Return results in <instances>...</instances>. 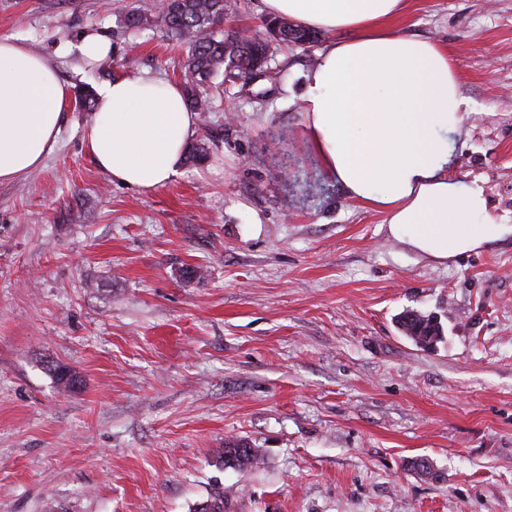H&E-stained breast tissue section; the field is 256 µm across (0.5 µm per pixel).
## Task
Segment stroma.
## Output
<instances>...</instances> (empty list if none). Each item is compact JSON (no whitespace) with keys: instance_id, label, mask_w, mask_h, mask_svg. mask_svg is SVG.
<instances>
[{"instance_id":"35a3bbf8","label":"stroma","mask_w":512,"mask_h":512,"mask_svg":"<svg viewBox=\"0 0 512 512\" xmlns=\"http://www.w3.org/2000/svg\"><path fill=\"white\" fill-rule=\"evenodd\" d=\"M141 2L0 0V36L73 95L186 83L185 41L126 26ZM400 25L457 58L453 174L509 232L435 261L326 179L304 129L313 50L207 89L206 159L152 192L95 165L93 116L68 105L43 165L0 184V512H193L219 489L224 512H512V0H410ZM92 30L112 53L88 68L65 48ZM409 309L443 342L404 337ZM232 437L257 465L220 464ZM400 332L422 348H432L443 341L444 330L438 318L406 310L396 320Z\"/></svg>"}]
</instances>
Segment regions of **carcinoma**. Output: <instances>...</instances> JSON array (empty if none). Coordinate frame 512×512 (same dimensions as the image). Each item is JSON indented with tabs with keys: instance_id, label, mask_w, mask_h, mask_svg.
Wrapping results in <instances>:
<instances>
[{
	"instance_id": "cac0c4a2",
	"label": "carcinoma",
	"mask_w": 512,
	"mask_h": 512,
	"mask_svg": "<svg viewBox=\"0 0 512 512\" xmlns=\"http://www.w3.org/2000/svg\"><path fill=\"white\" fill-rule=\"evenodd\" d=\"M238 10V0H167L162 8L161 20L168 30L189 40L186 67L201 84L218 77L235 83L247 75L252 67L264 65L270 44L299 45L310 48L318 43L316 32L285 20H270L265 29L277 28L280 36L259 41H241L236 32L221 28L224 15ZM129 27L142 28L154 24V7L143 2L126 16ZM400 332L422 348H432L443 341L444 330L438 318L414 310L403 312L396 320ZM58 383L71 390L78 380L65 365L53 366ZM220 456L228 467H245L259 460L258 449L240 438L224 442Z\"/></svg>"
}]
</instances>
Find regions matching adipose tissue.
Segmentation results:
<instances>
[{"mask_svg":"<svg viewBox=\"0 0 512 512\" xmlns=\"http://www.w3.org/2000/svg\"><path fill=\"white\" fill-rule=\"evenodd\" d=\"M409 0H259L268 17L328 34L305 76V133L325 175L386 217L391 237L446 261L499 238L481 185L450 178L464 120L459 65L446 48L401 33ZM84 139L113 181L165 186L198 114L182 85L140 77L99 84ZM68 89L41 54L0 36V183L39 168L58 142Z\"/></svg>","mask_w":512,"mask_h":512,"instance_id":"1","label":"adipose tissue"}]
</instances>
